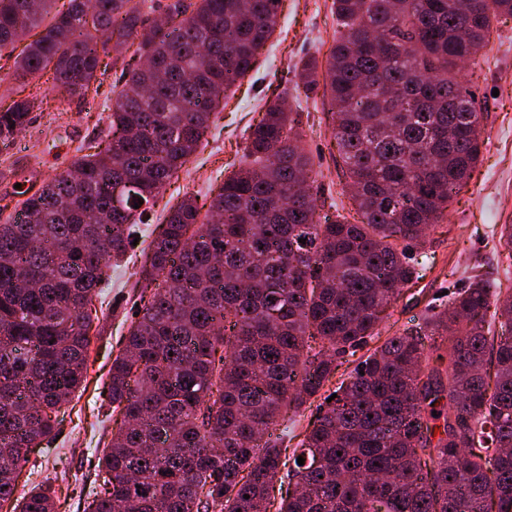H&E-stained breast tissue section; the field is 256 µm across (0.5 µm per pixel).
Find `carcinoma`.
<instances>
[{"label":"carcinoma","instance_id":"cac0c4a2","mask_svg":"<svg viewBox=\"0 0 512 512\" xmlns=\"http://www.w3.org/2000/svg\"><path fill=\"white\" fill-rule=\"evenodd\" d=\"M57 2L0 0V52L23 45L16 75L50 70L70 97L98 96L110 49L126 79L104 99L105 146L20 191L0 222V507L12 512H56L38 487L13 501L16 481L86 378L104 269L125 263L146 206L275 33L281 0ZM333 11L326 64L295 65L207 212L181 200L143 251L139 315L108 386L121 423L87 512H512L511 292L470 276L332 383L416 279L409 244L471 177L483 108L460 62H479L512 0ZM132 46L151 66L125 61ZM320 91L358 224L318 211L323 183L289 99ZM38 96L0 105V144ZM320 397L300 452L282 454L287 413Z\"/></svg>","mask_w":512,"mask_h":512}]
</instances>
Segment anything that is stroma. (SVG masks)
<instances>
[{"instance_id": "stroma-1", "label": "stroma", "mask_w": 512, "mask_h": 512, "mask_svg": "<svg viewBox=\"0 0 512 512\" xmlns=\"http://www.w3.org/2000/svg\"><path fill=\"white\" fill-rule=\"evenodd\" d=\"M332 2L283 0L278 27L254 68L232 88L197 151L161 190L151 212L155 223H162L186 195L208 209L228 166L243 154L248 129L261 118L264 103L290 86L293 64L308 55L326 60L337 37ZM460 75L484 107L479 161L467 186L420 243L425 264L381 322L384 337L418 323L428 301L462 276L475 272L493 287L512 289V252L499 240L501 225L512 224V17L494 21L479 65H463ZM37 85L43 100L30 125L10 146L0 145V206L15 203L17 183L36 188L66 169L79 147L99 142L106 123L103 99L67 100L47 79H38ZM293 109L301 115L304 148L322 175L325 200L337 202L349 220H356L351 201L341 193L328 104L301 97ZM133 291L129 268L113 270L105 290L107 304L91 333L87 380L73 397L57 438L32 454L18 478L22 491L49 485L60 502L59 512H84L98 489L100 454L95 446L110 442L115 426L105 390L112 360L134 317L128 299Z\"/></svg>"}]
</instances>
